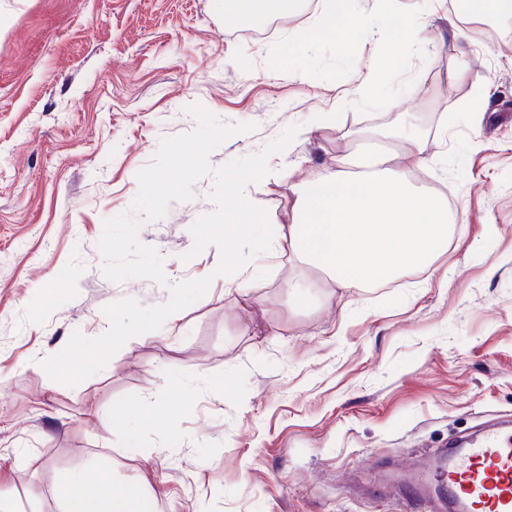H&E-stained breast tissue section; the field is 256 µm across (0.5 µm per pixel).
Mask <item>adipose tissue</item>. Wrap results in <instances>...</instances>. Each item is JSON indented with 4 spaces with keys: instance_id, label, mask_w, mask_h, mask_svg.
<instances>
[{
    "instance_id": "obj_1",
    "label": "adipose tissue",
    "mask_w": 512,
    "mask_h": 512,
    "mask_svg": "<svg viewBox=\"0 0 512 512\" xmlns=\"http://www.w3.org/2000/svg\"><path fill=\"white\" fill-rule=\"evenodd\" d=\"M226 18L252 28L273 18L299 14L301 0H223ZM376 31L380 42L396 44L413 33L432 45L428 18L407 14L376 0H319L303 38L335 43L348 33ZM419 141L409 136L403 148L382 147L376 155L343 162L318 180L291 188L287 223L274 225L271 252L307 262L331 276L338 287L357 288L386 282L411 269L428 267L446 247L448 206L433 192L415 187L411 169L426 166ZM59 512H147V499L97 471L67 473L55 489Z\"/></svg>"
}]
</instances>
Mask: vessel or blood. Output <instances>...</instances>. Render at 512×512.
Listing matches in <instances>:
<instances>
[{
    "label": "vessel or blood",
    "instance_id": "vessel-or-blood-1",
    "mask_svg": "<svg viewBox=\"0 0 512 512\" xmlns=\"http://www.w3.org/2000/svg\"><path fill=\"white\" fill-rule=\"evenodd\" d=\"M432 477L445 487L452 512H512V430L492 426L440 456ZM406 512H430L433 502L422 481L405 477Z\"/></svg>",
    "mask_w": 512,
    "mask_h": 512
}]
</instances>
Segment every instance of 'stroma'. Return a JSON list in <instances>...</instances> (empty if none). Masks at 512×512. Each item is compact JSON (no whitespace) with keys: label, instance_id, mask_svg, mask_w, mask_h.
<instances>
[{"label":"stroma","instance_id":"obj_1","mask_svg":"<svg viewBox=\"0 0 512 512\" xmlns=\"http://www.w3.org/2000/svg\"><path fill=\"white\" fill-rule=\"evenodd\" d=\"M432 8L434 31L455 41H399L394 68L362 94L372 38L300 43L299 17L254 38L226 25L218 0H0V503L58 512V480L90 467L152 512H403L402 469L512 420V37L484 44L448 0ZM194 104L253 126L211 153L215 168L302 128L249 187L272 224L290 209L282 171L316 179L412 113L428 164L411 180L451 201L446 248L347 291L262 252L234 275L263 283L247 306L217 276V247L190 253L191 226L216 208L208 175L140 226L165 283L109 280L104 222L133 206L161 139L195 128ZM208 275L178 320L81 383L37 368L73 331L103 334L105 306H156ZM292 280L309 282L306 302ZM177 384L188 395L166 425L138 426ZM130 401L134 421H102Z\"/></svg>","mask_w":512,"mask_h":512}]
</instances>
